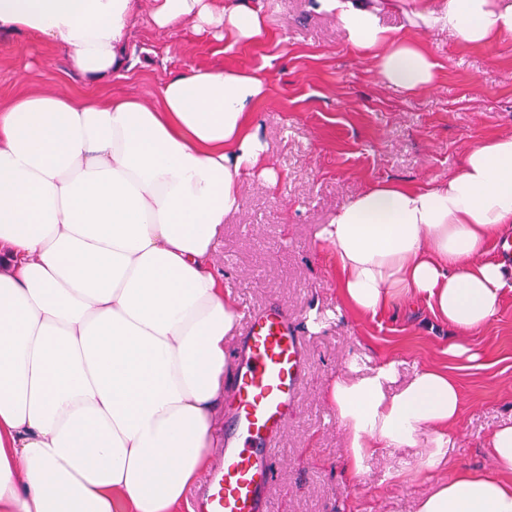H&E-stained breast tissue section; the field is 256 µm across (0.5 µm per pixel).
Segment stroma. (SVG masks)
<instances>
[{
  "mask_svg": "<svg viewBox=\"0 0 512 512\" xmlns=\"http://www.w3.org/2000/svg\"><path fill=\"white\" fill-rule=\"evenodd\" d=\"M308 2L263 0L264 34L232 46L187 22L160 32L140 18L130 38L140 61L104 90L151 103L178 70L235 66L264 77L268 95L256 112L277 183L245 175L216 261L240 311L271 305L287 312L308 352L295 411L274 442V512H416L438 479L425 470L429 444L382 449L347 476L345 430L326 400V381L384 360L396 362L399 385L425 365L453 374L462 434L448 469L493 474L487 439L512 423V288L491 321L462 338L479 356L469 366L449 355L457 333L426 300L375 314L344 306L318 233L370 182L448 178L469 148L512 134V36L473 47L431 30L423 42L437 64L435 86L409 94L383 83L334 18ZM91 87L49 48L0 34L1 99L34 88L82 95Z\"/></svg>",
  "mask_w": 512,
  "mask_h": 512,
  "instance_id": "stroma-1",
  "label": "stroma"
}]
</instances>
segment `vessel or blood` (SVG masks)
Masks as SVG:
<instances>
[{
  "instance_id": "1",
  "label": "vessel or blood",
  "mask_w": 512,
  "mask_h": 512,
  "mask_svg": "<svg viewBox=\"0 0 512 512\" xmlns=\"http://www.w3.org/2000/svg\"><path fill=\"white\" fill-rule=\"evenodd\" d=\"M304 368L302 339L287 314L272 308L249 312L229 387L234 408L223 460L200 489L201 512H273L270 444L294 410Z\"/></svg>"
}]
</instances>
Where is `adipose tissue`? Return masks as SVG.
I'll return each instance as SVG.
<instances>
[{"instance_id":"1","label":"adipose tissue","mask_w":512,"mask_h":512,"mask_svg":"<svg viewBox=\"0 0 512 512\" xmlns=\"http://www.w3.org/2000/svg\"><path fill=\"white\" fill-rule=\"evenodd\" d=\"M406 23L384 26L385 8ZM383 81L431 89L418 37L442 28L475 46L512 35V0H310ZM148 16L215 40L265 28L261 0H0V33L52 47L95 82L127 68L130 30ZM256 72L170 75L158 99L36 89L0 103V512H188L224 408L238 307L214 262L244 175L265 164ZM512 234V134L472 147L448 179L370 183L319 236L344 305L377 313L426 299L466 333L497 312ZM394 365L333 377L345 468L428 437L426 468H447L462 397L453 375L422 368L387 395ZM491 476L457 471L417 512H512V425L487 441Z\"/></svg>"}]
</instances>
